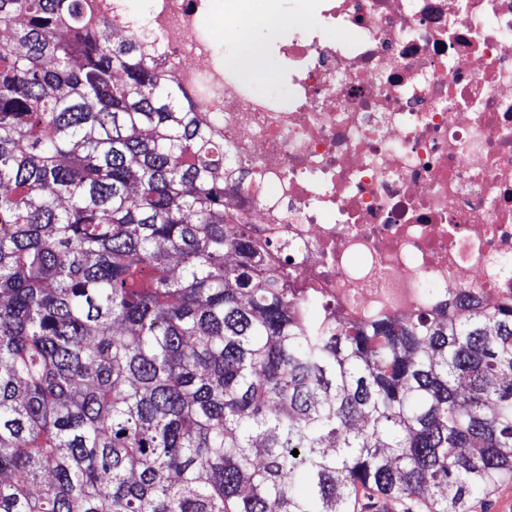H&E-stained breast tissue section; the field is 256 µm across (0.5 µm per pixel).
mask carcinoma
Wrapping results in <instances>:
<instances>
[{
  "label": "carcinoma",
  "mask_w": 512,
  "mask_h": 512,
  "mask_svg": "<svg viewBox=\"0 0 512 512\" xmlns=\"http://www.w3.org/2000/svg\"><path fill=\"white\" fill-rule=\"evenodd\" d=\"M105 25L0 0V512H466L511 481L512 306L327 320ZM390 501L392 503V510L390 512H428L430 510L421 504H410L397 498H377L372 496L369 499L360 501V507L356 509V512H381L384 511L386 503ZM361 508V509H360ZM362 510V511H360Z\"/></svg>",
  "instance_id": "carcinoma-1"
}]
</instances>
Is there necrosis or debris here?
Listing matches in <instances>:
<instances>
[{"mask_svg": "<svg viewBox=\"0 0 512 512\" xmlns=\"http://www.w3.org/2000/svg\"><path fill=\"white\" fill-rule=\"evenodd\" d=\"M206 2L93 0L246 165L239 209L292 287L342 322L512 304V0H310L286 103L215 54Z\"/></svg>", "mask_w": 512, "mask_h": 512, "instance_id": "necrosis-or-debris-1", "label": "necrosis or debris"}]
</instances>
